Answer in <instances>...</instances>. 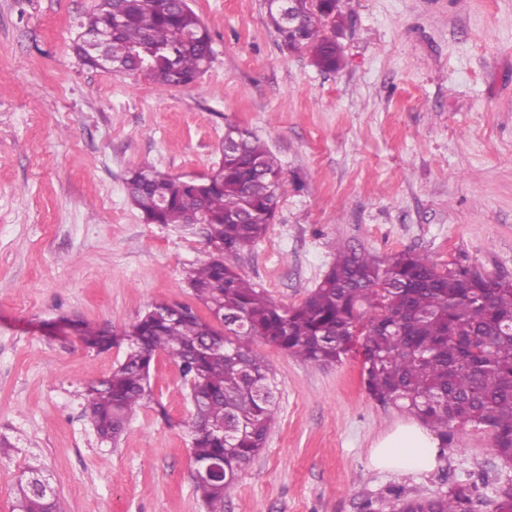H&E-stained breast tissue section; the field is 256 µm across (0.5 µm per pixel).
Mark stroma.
I'll return each mask as SVG.
<instances>
[{
    "label": "stroma",
    "mask_w": 512,
    "mask_h": 512,
    "mask_svg": "<svg viewBox=\"0 0 512 512\" xmlns=\"http://www.w3.org/2000/svg\"><path fill=\"white\" fill-rule=\"evenodd\" d=\"M94 5L0 0V512L34 458L68 512H205L178 365L155 358L119 445L84 416V390L125 347L92 348L73 322L118 336L152 304L195 305L185 272L209 254L199 227L145 223L128 173L205 174L226 122L258 135L289 187L236 266L284 307L340 245L512 279V0H340L335 72L281 46L265 0H191L214 59L169 90L82 63L72 45ZM251 348L277 414L224 512H363L454 482L477 484L475 512H493L512 467L487 433L456 428L431 472L371 469L372 444L410 414L368 395L360 354L312 368Z\"/></svg>",
    "instance_id": "35a3bbf8"
}]
</instances>
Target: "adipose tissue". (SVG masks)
Masks as SVG:
<instances>
[{
  "instance_id": "adipose-tissue-1",
  "label": "adipose tissue",
  "mask_w": 512,
  "mask_h": 512,
  "mask_svg": "<svg viewBox=\"0 0 512 512\" xmlns=\"http://www.w3.org/2000/svg\"><path fill=\"white\" fill-rule=\"evenodd\" d=\"M439 439L422 423L409 421L385 433L370 450L374 469L397 473L429 472L441 462Z\"/></svg>"
}]
</instances>
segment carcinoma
I'll return each mask as SVG.
<instances>
[{
	"mask_svg": "<svg viewBox=\"0 0 512 512\" xmlns=\"http://www.w3.org/2000/svg\"><path fill=\"white\" fill-rule=\"evenodd\" d=\"M339 0H302L304 21L291 28L270 19L281 44L309 52L325 72L341 66L336 36ZM119 26L112 25L114 14ZM82 33L108 34L116 72L148 66L161 89L187 86L208 70L212 38L183 0H100ZM222 160L196 179L152 167L132 170L126 188L150 224L190 226L202 220L212 254L188 268L195 298L219 320L189 305H152L122 336L125 357L88 387L84 414L97 434L117 443L151 395L150 370L158 353L192 383L199 412L191 425L193 463L224 460V478L195 480L207 512H224V492L244 464L265 448L277 405L268 365L250 344L262 341L302 362L324 367L362 348L365 389L377 402L414 413L442 444L457 425L490 436L497 457L512 459V281L475 267L439 269L428 256L402 251L381 259L337 248L336 260L301 304L282 307L233 264L267 232L288 178L251 131L228 122ZM368 305L370 311L363 310ZM44 470L29 464L16 486V512H67ZM477 485L456 483L430 497L406 498L393 509L383 500L366 512H474Z\"/></svg>",
	"mask_w": 512,
	"mask_h": 512,
	"instance_id": "cac0c4a2",
	"label": "carcinoma"
}]
</instances>
